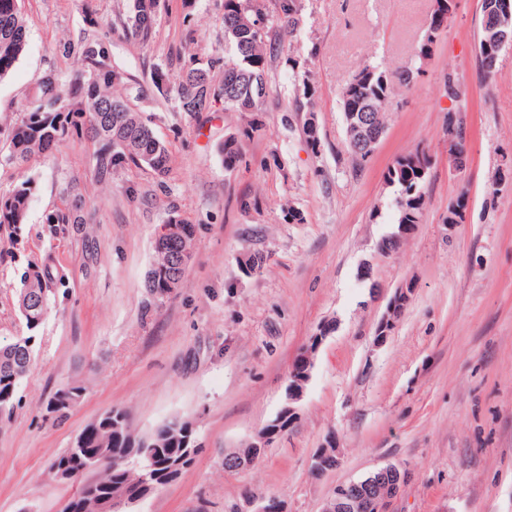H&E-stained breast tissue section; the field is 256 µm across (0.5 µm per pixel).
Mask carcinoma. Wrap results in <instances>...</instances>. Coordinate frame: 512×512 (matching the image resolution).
I'll list each match as a JSON object with an SVG mask.
<instances>
[{"label": "carcinoma", "instance_id": "carcinoma-1", "mask_svg": "<svg viewBox=\"0 0 512 512\" xmlns=\"http://www.w3.org/2000/svg\"><path fill=\"white\" fill-rule=\"evenodd\" d=\"M502 0H480L481 29L478 41V62L484 79L494 74L495 63L484 56V43L490 27L502 24L512 30V17L498 16L497 8ZM159 8L158 0H129L123 21L124 30L141 43L148 42L154 19ZM261 13L257 0H224V80L237 79L243 92L235 97L227 94L225 87L213 83L209 70L195 64L184 67L176 77L163 72L153 74L152 83L159 94L174 91L179 106L184 112H203L217 104L224 109L237 112H254L266 96V42L274 23L288 27V33L297 29L299 18L298 0H275V15L267 18L266 33L255 34L239 24L242 15ZM448 21L446 0H435L424 35L418 45L419 59L431 55L437 42V29ZM26 45V22L21 0H0V80L6 78ZM85 61L91 68L90 77L77 72L65 83L49 75L37 85L22 109L23 115L15 122L0 129L8 144L7 154L1 160L24 168L36 155L53 153L69 131L87 130L95 137L106 141L107 149L96 155L97 178L106 180L112 174V164L127 161L138 168L158 176L166 174L170 155L166 145L155 135L150 125L133 127L126 123L125 113L131 111L115 87L123 82L124 74L96 60L95 51H86ZM382 67L366 64L346 82L342 95L344 114L369 112L372 129L385 133L384 108L392 94V82L381 78ZM257 131L255 125L243 129L238 135L224 140L221 152L224 167L233 169L240 161L243 141ZM131 141L133 152L119 148L123 141ZM430 160L425 152H410L396 159L386 174V182L398 188L394 201L398 231L382 241L384 250L399 245L404 231L420 223L423 206V187L430 175ZM31 188L26 180L0 195V224H22L25 222ZM84 200L74 195L65 208L47 218L50 224H78L82 222L80 212ZM194 225L184 223L182 236L173 240L168 251L156 252L154 265L165 269L171 263V255L182 245L193 246ZM185 270L169 274L156 273L148 277L147 289L155 299L168 296V278L179 283ZM32 299L31 309L23 314L28 336H20L13 342L0 346V424L12 417L15 409L16 391L20 381L27 375L33 361L35 336L49 308L46 274L40 271L24 279L19 300ZM88 390L84 381L75 382L68 391L58 390L48 400L46 411L64 415V410L75 404L82 393ZM79 447L90 455L104 457L98 468L87 471L79 489L90 484L101 492L121 498L139 487L143 475L153 466L164 473L169 465L181 462V472H186L195 457H185L184 450L199 444L192 422L181 417H172L152 432L138 433L132 426L129 413L122 407L113 406L88 423L75 436Z\"/></svg>", "mask_w": 512, "mask_h": 512}]
</instances>
